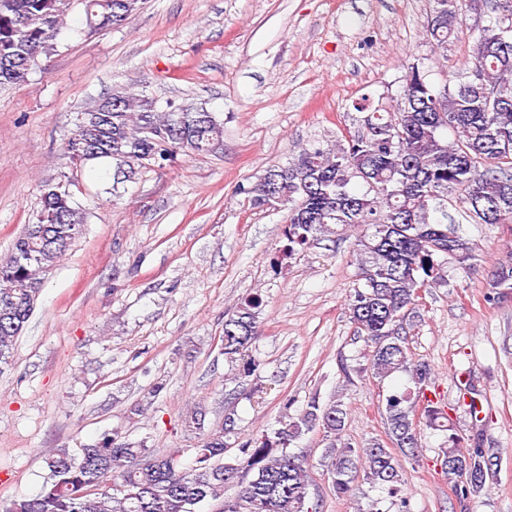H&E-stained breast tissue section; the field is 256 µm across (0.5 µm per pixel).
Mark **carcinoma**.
I'll list each match as a JSON object with an SVG mask.
<instances>
[{"label": "carcinoma", "instance_id": "obj_1", "mask_svg": "<svg viewBox=\"0 0 512 512\" xmlns=\"http://www.w3.org/2000/svg\"><path fill=\"white\" fill-rule=\"evenodd\" d=\"M74 0H0V87L16 85L55 50ZM89 30L125 23L140 0H81ZM425 35L435 54L455 34L462 0H432ZM494 16L473 44L472 65L455 84L429 80L413 63L400 94L388 103L365 94L353 107L365 113L363 130L324 148L314 144L284 164L265 170L246 190L256 208L286 211L282 254L288 257L315 240L357 227V286L347 309L357 336L373 346L371 366L385 379L408 374L413 386L386 398L388 442L359 450L337 446L347 410L332 397L314 396L278 428L252 438L227 461L228 440L238 434L234 413L205 426L207 410L197 403L183 414L185 431L197 435L193 463L184 448H149L112 437L74 456L57 449L43 457L49 478L40 492L14 500L5 512H315L303 457L290 451L319 429L332 438L330 470L338 494H346L358 471L391 494L401 492L400 457L421 447L420 424L449 431L443 455L470 474L455 482L456 493L476 498L493 469L482 448L461 449L444 413L424 392L434 375L413 361L407 342L420 300L446 283L444 267L471 269L474 244L448 213L453 207L473 224L512 221V0H494ZM224 135V121L206 108L166 103L127 89L84 109L66 142L70 162H101L132 179L151 162L183 153L200 155ZM86 213L67 184L42 185L40 207L10 255L0 260V365L13 356L16 337L34 309L41 275L52 269L82 236ZM487 300L512 293V252L486 272ZM263 300L255 294L224 318V357L236 365L233 380L251 376L247 351L258 336Z\"/></svg>", "mask_w": 512, "mask_h": 512}]
</instances>
